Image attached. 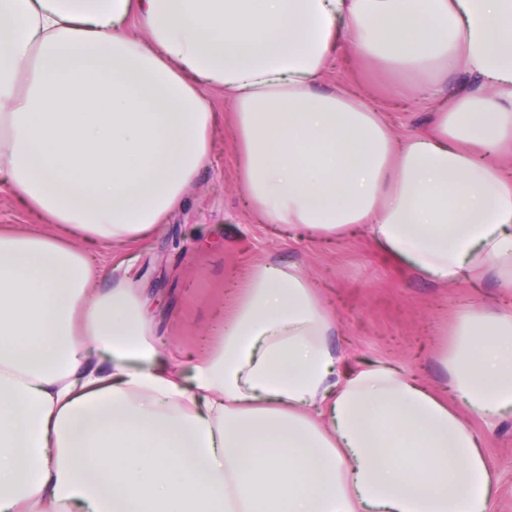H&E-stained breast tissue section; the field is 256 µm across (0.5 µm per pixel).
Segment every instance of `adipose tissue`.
Masks as SVG:
<instances>
[{
  "label": "adipose tissue",
  "mask_w": 512,
  "mask_h": 512,
  "mask_svg": "<svg viewBox=\"0 0 512 512\" xmlns=\"http://www.w3.org/2000/svg\"><path fill=\"white\" fill-rule=\"evenodd\" d=\"M342 55L403 98L468 83L399 136L324 88ZM214 89L264 222L362 225L442 284L512 290V0H0V182L42 221L0 229V512H491L461 413L512 408V312L457 316L451 406L400 368H348L294 265L254 268L188 370L157 364L131 288L89 294L72 238L164 221L211 153Z\"/></svg>",
  "instance_id": "ef3b65f1"
}]
</instances>
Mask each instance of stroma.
I'll return each mask as SVG.
<instances>
[{"label":"stroma","instance_id":"obj_1","mask_svg":"<svg viewBox=\"0 0 512 512\" xmlns=\"http://www.w3.org/2000/svg\"><path fill=\"white\" fill-rule=\"evenodd\" d=\"M209 100L219 122L207 164L182 204L148 237L90 248L98 287L125 281L149 314L161 360L189 364L217 342L254 267L292 264L337 316L331 343L349 367L378 361L409 370L426 387H447L440 357L451 345L457 315L487 305L512 311V294L490 276L437 285L358 228L328 241L263 223L238 189L232 104L220 90ZM463 419L482 436L495 468L492 512H512V410L492 430L478 415L467 412Z\"/></svg>","mask_w":512,"mask_h":512}]
</instances>
